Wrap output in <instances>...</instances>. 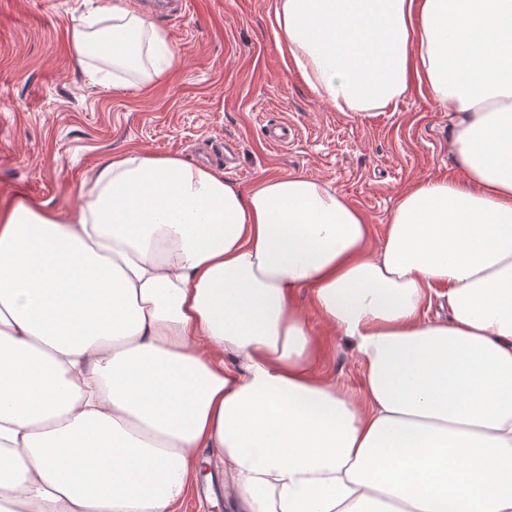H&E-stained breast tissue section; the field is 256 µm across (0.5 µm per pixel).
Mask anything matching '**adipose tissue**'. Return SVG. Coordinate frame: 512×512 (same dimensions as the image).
I'll list each match as a JSON object with an SVG mask.
<instances>
[{"instance_id":"1","label":"adipose tissue","mask_w":512,"mask_h":512,"mask_svg":"<svg viewBox=\"0 0 512 512\" xmlns=\"http://www.w3.org/2000/svg\"><path fill=\"white\" fill-rule=\"evenodd\" d=\"M275 18L336 111L414 84L447 105L463 179L404 191L373 250L329 184L245 191L136 150L69 213L0 209V512H177L205 465L227 512H512V0H277ZM68 39L145 84L175 62L125 0ZM303 288L362 399L313 376Z\"/></svg>"}]
</instances>
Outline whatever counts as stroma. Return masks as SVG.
<instances>
[{
    "mask_svg": "<svg viewBox=\"0 0 512 512\" xmlns=\"http://www.w3.org/2000/svg\"><path fill=\"white\" fill-rule=\"evenodd\" d=\"M276 0H191L188 12H153L176 62L165 81L94 82L67 31L112 0H0V207L25 199L65 214L82 202L99 164L130 149L178 155L250 189L304 174L328 183L365 216L378 245L399 194L424 180L460 177L451 114L418 88L370 114L323 103L278 35ZM292 123L279 150L268 126ZM318 347L314 375L361 397L363 368L350 343L300 290Z\"/></svg>",
    "mask_w": 512,
    "mask_h": 512,
    "instance_id": "35a3bbf8",
    "label": "stroma"
}]
</instances>
